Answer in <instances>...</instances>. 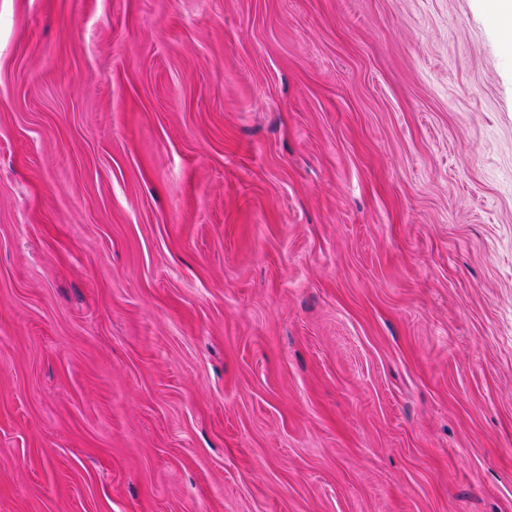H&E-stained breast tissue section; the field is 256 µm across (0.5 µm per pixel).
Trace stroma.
Segmentation results:
<instances>
[{
    "label": "stroma",
    "mask_w": 512,
    "mask_h": 512,
    "mask_svg": "<svg viewBox=\"0 0 512 512\" xmlns=\"http://www.w3.org/2000/svg\"><path fill=\"white\" fill-rule=\"evenodd\" d=\"M509 40L0 0V512H512Z\"/></svg>",
    "instance_id": "obj_1"
}]
</instances>
